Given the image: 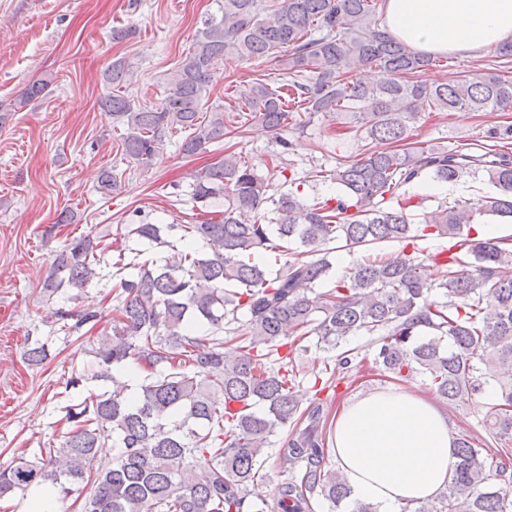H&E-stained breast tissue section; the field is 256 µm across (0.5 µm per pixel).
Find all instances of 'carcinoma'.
I'll return each mask as SVG.
<instances>
[{"label":"carcinoma","mask_w":512,"mask_h":512,"mask_svg":"<svg viewBox=\"0 0 512 512\" xmlns=\"http://www.w3.org/2000/svg\"><path fill=\"white\" fill-rule=\"evenodd\" d=\"M386 0H217V11L197 31L191 49L167 78L159 107L138 108L113 89L127 82L129 65L111 62L108 92L99 107L124 127L123 153L146 164L171 130H190L180 145L195 155L224 138L230 116L212 108L207 90L223 57L277 61L287 87L263 80L233 90L231 112H248L278 133L293 117L347 114L358 153L344 157L324 179L332 196L310 199L295 187L268 194L269 183L243 153L197 172L192 199L208 208L222 202L219 219L164 226L127 224V238L171 254L118 251L112 263V334L92 348L93 363L68 387L112 383L63 407L70 429L58 444L22 450L0 468V499L35 484L50 505L73 500L77 512H247L250 488L263 473L271 437L306 420L283 441L280 460L292 476L273 487L267 512H311L315 494L337 508L350 498L342 474L323 465L318 433L323 405H303L298 343L314 335L336 349L349 336L373 337L374 361L391 378L430 380L436 394L464 403L494 389L483 423L492 443L512 442V236L474 234L485 216L512 221V123L488 129L500 148L461 153L412 140L423 112H512V41L491 49L480 73L428 82L421 75L437 58L393 38L376 14ZM379 78H356L362 68ZM32 83L19 106L47 94ZM480 176L494 191L481 204L441 201L435 208L408 188L427 179L456 183ZM98 192L109 195L118 174L101 170ZM178 229L174 240L165 231ZM448 239L429 260L441 269L431 281L422 260L406 247L415 238ZM397 242L394 254L355 263L326 291L316 287L331 263L321 253L337 245L370 250ZM105 247L90 233L55 255L42 289L79 291L99 279ZM284 258L269 276V254ZM57 331L95 326L100 312L60 306ZM49 357L41 338L27 337L24 360ZM118 449L94 475L86 460L105 442ZM457 460L435 501L403 512H512V459L497 448L456 438Z\"/></svg>","instance_id":"cac0c4a2"}]
</instances>
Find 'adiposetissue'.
<instances>
[{"instance_id":"obj_1","label":"adipose tissue","mask_w":512,"mask_h":512,"mask_svg":"<svg viewBox=\"0 0 512 512\" xmlns=\"http://www.w3.org/2000/svg\"><path fill=\"white\" fill-rule=\"evenodd\" d=\"M386 26L423 54H470L512 40V0H387ZM454 448L443 407L397 387L344 404L330 439L353 500L378 512L438 496Z\"/></svg>"}]
</instances>
